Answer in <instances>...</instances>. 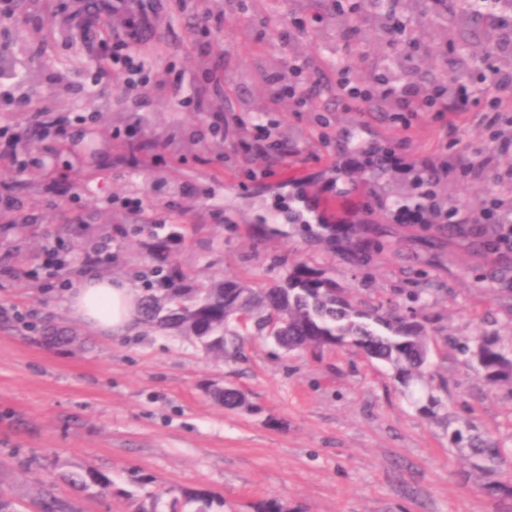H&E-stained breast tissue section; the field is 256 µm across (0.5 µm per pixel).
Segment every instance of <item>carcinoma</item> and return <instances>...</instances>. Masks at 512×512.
<instances>
[{"label": "carcinoma", "instance_id": "obj_1", "mask_svg": "<svg viewBox=\"0 0 512 512\" xmlns=\"http://www.w3.org/2000/svg\"><path fill=\"white\" fill-rule=\"evenodd\" d=\"M454 20L466 37L484 36L479 44L481 59L494 57L497 40L484 31L508 24L512 0H455ZM158 279L139 298L140 323L162 330H173L195 339L205 352L222 359L240 350L244 336L256 332L284 352H320L343 345L357 347L366 357L391 364L405 383L424 373L427 341L434 331L424 307H412L401 314L356 310L336 297L332 282L305 265L289 270L284 279L264 288L218 279L197 284L173 260L165 245L155 247ZM463 352L471 355L485 383L497 388L512 382V359L499 336H480ZM214 398L227 408L245 405L246 395L238 388L213 390ZM453 444L468 442L472 466L490 477L485 490L491 494L511 491L512 480H501L504 456L489 435H464L455 430ZM61 478L73 488L105 494L112 480L96 471H68ZM40 512H72L70 502L44 491L38 494ZM224 499L203 491H186L167 502L166 512H218Z\"/></svg>", "mask_w": 512, "mask_h": 512}]
</instances>
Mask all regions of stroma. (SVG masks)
<instances>
[{"label": "stroma", "mask_w": 512, "mask_h": 512, "mask_svg": "<svg viewBox=\"0 0 512 512\" xmlns=\"http://www.w3.org/2000/svg\"><path fill=\"white\" fill-rule=\"evenodd\" d=\"M84 0H13L0 43L16 96L49 111L63 144L30 138L29 115L0 112V495L29 502L36 485L66 469L109 476L112 492L88 498L58 484L76 512H136L160 490L206 489L224 512H255L275 500L287 512H512V496L491 495L449 430L472 423L508 450L512 389H490L457 349L478 336H512V250L485 214L512 206V147L501 153L479 110L456 129L431 119L400 130L387 112L348 110L336 99L330 58H350L356 75L389 74L433 87L460 77L487 89L484 65L438 58L460 35L438 0L399 5L418 41H393L365 6L357 33L343 38L336 4L306 0H217L222 29L197 24L200 0H162L146 50L191 94L214 61L225 81L208 88V109L185 107L170 89L126 94L100 74L125 17L104 14L82 33L68 14ZM305 61L321 82L306 107L272 103L269 80L282 59ZM230 113L263 123L288 152L255 158L215 127ZM161 154L144 166L134 144ZM404 162L393 170L387 151ZM491 160L480 176L452 172L433 185L436 202L457 209L442 224H398L391 211L420 202L411 171L425 158ZM177 264L196 281L215 277L268 284L302 263L356 302L404 307L430 289L436 327L427 372L402 383L386 362L343 347L315 356L247 338L237 358L208 356L167 331L112 335L89 328L47 287L37 255L59 239L73 284L88 274L143 290L155 262L146 245L170 228ZM112 261L86 270L92 243ZM74 328L82 347L50 346L48 324ZM234 386L244 407L227 409L211 386Z\"/></svg>", "instance_id": "stroma-1"}]
</instances>
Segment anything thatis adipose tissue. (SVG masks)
Segmentation results:
<instances>
[{
  "mask_svg": "<svg viewBox=\"0 0 512 512\" xmlns=\"http://www.w3.org/2000/svg\"><path fill=\"white\" fill-rule=\"evenodd\" d=\"M138 295L127 285L90 277L70 296V307L92 329L122 335L138 328Z\"/></svg>",
  "mask_w": 512,
  "mask_h": 512,
  "instance_id": "adipose-tissue-1",
  "label": "adipose tissue"
}]
</instances>
